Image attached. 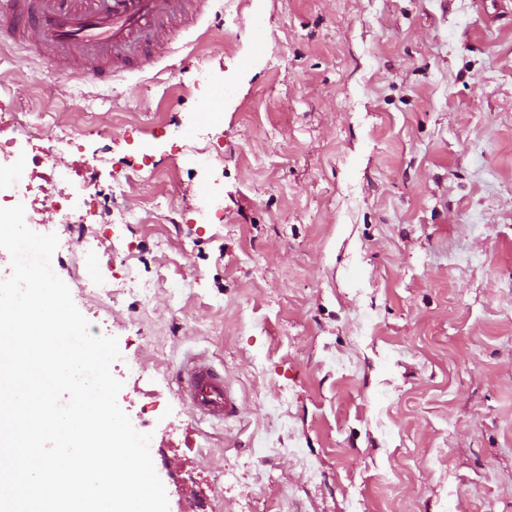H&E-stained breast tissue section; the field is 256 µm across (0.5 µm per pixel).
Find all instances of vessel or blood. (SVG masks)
Segmentation results:
<instances>
[{
  "mask_svg": "<svg viewBox=\"0 0 512 512\" xmlns=\"http://www.w3.org/2000/svg\"><path fill=\"white\" fill-rule=\"evenodd\" d=\"M207 0H0V44H21L53 62L81 59L83 79L106 83L155 62L176 23L199 18ZM175 383L193 414L225 420L237 399L223 371L193 355Z\"/></svg>",
  "mask_w": 512,
  "mask_h": 512,
  "instance_id": "1",
  "label": "vessel or blood"
}]
</instances>
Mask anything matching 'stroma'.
Returning a JSON list of instances; mask_svg holds the SVG:
<instances>
[{"label":"stroma","instance_id":"stroma-1","mask_svg":"<svg viewBox=\"0 0 512 512\" xmlns=\"http://www.w3.org/2000/svg\"><path fill=\"white\" fill-rule=\"evenodd\" d=\"M201 63L224 155L176 158ZM84 66L0 46V123L54 112L40 143L85 131L101 160L96 267L43 219L78 310L131 344L120 407H166L169 512H512V0H210L152 68L95 86ZM142 158L179 174L129 191L144 221L113 237ZM212 184L224 221L194 223ZM120 266L150 306L98 296ZM189 354L223 368L236 417L192 416ZM145 167H148V164H145L143 162L142 166H140V167H131V168L128 167V168H130L128 171H127V169H125L123 179L122 180L116 179V181H115V186H113V188L116 189L114 192V196L116 197L117 192L120 195H123L124 192H126L127 189L129 187H131L133 184L140 182V181H144V179H146V177L144 176L145 171L149 173L147 176V180H149V179L158 180V179H164V178L172 180L177 175L176 168L169 169L166 172L161 173V172L154 170V167H152V169H146Z\"/></svg>","mask_w":512,"mask_h":512}]
</instances>
